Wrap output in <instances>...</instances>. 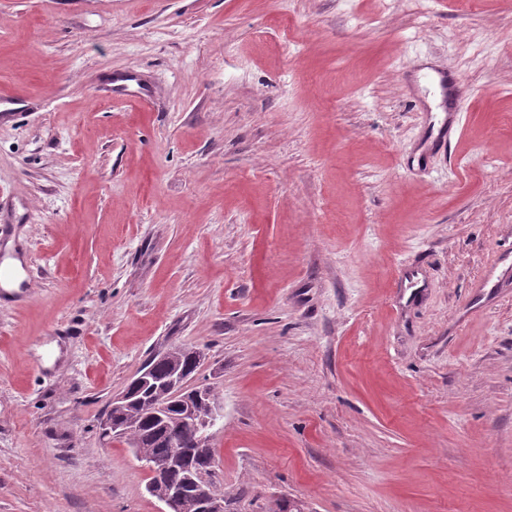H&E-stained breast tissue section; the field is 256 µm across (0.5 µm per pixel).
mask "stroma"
Masks as SVG:
<instances>
[{"instance_id":"1","label":"stroma","mask_w":512,"mask_h":512,"mask_svg":"<svg viewBox=\"0 0 512 512\" xmlns=\"http://www.w3.org/2000/svg\"><path fill=\"white\" fill-rule=\"evenodd\" d=\"M509 34L512 0H0V256L33 272L0 512H160L99 424L180 344L237 512H512ZM439 83L443 93L444 105L448 109V120H452L453 116L456 118L457 115L455 103L462 94L463 83L458 74L454 72L439 74ZM183 348L178 352V356L175 360L174 366H172L169 362L158 361L157 358H152L145 365L143 370L152 367L153 372L155 373V377L158 380H163L167 378L171 371L177 370H186L188 373H195L198 365L194 358V350L196 351V358L201 363L203 361V353L194 349L193 347L182 346ZM193 389L196 399L206 404V412L202 405H197L196 409L205 414H199L194 407L190 406L181 416V421L191 423L202 436L212 434L223 417L221 398L218 396L215 386L210 383H197Z\"/></svg>"}]
</instances>
